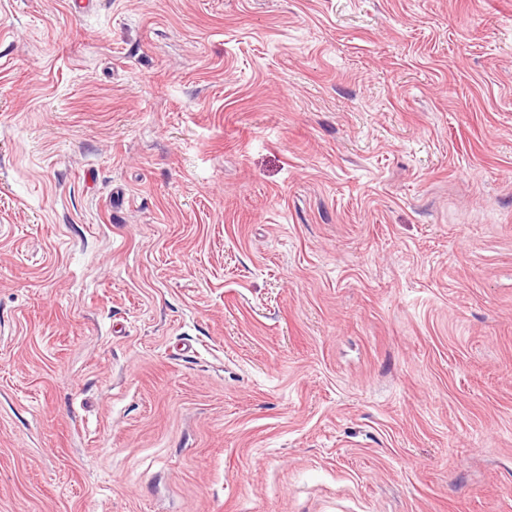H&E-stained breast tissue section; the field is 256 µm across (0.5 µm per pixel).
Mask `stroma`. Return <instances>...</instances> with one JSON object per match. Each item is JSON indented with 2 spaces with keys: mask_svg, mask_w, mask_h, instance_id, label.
<instances>
[{
  "mask_svg": "<svg viewBox=\"0 0 512 512\" xmlns=\"http://www.w3.org/2000/svg\"><path fill=\"white\" fill-rule=\"evenodd\" d=\"M0 512H512V0H0Z\"/></svg>",
  "mask_w": 512,
  "mask_h": 512,
  "instance_id": "35a3bbf8",
  "label": "stroma"
}]
</instances>
